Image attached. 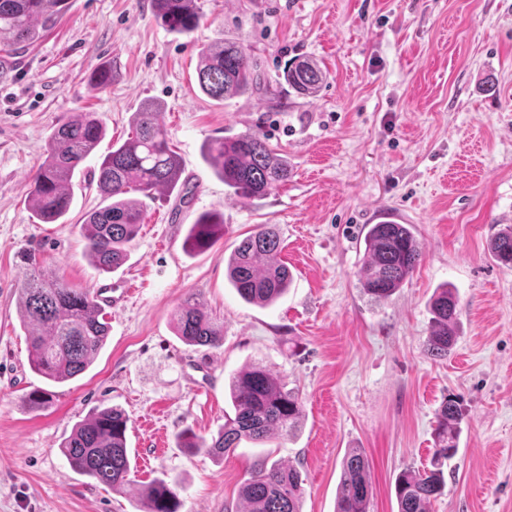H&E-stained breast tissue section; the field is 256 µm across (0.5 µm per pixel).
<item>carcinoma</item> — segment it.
<instances>
[{"label":"carcinoma","instance_id":"obj_1","mask_svg":"<svg viewBox=\"0 0 512 512\" xmlns=\"http://www.w3.org/2000/svg\"><path fill=\"white\" fill-rule=\"evenodd\" d=\"M69 6V0H0V44L21 48L35 42ZM151 7L154 17L173 34L192 33L203 18L196 0H152ZM326 79L315 60L299 57L285 65L276 83L286 84L298 96L313 98ZM197 82L205 95L218 101L245 95L256 86L250 57L243 46L231 41L202 50ZM160 112V103H144L134 113L128 137L112 143L91 175L102 204L84 216L80 234L86 241L87 258L101 272L118 269L128 258L144 216L135 195L151 198L161 189L176 188L180 181L182 160L170 146ZM105 136V124L96 112L76 113L54 129L47 156L31 179L30 199L37 220L57 224L67 216L78 167ZM203 156L224 185L240 197L262 195L288 179V159L270 148L257 131L212 138L204 144ZM223 236L224 219L204 213L191 226L186 244L192 251H204ZM363 245L359 282L371 298L387 299L404 285L420 259L413 227L391 221L372 224ZM489 250L497 262L512 265V225L491 239ZM281 251L279 236L267 224L257 225L235 247L227 278L244 301L268 306L288 291L293 275L281 260ZM23 259L29 272L20 288V309L23 323L30 327L31 369L50 382L68 381L92 364L105 345L109 324L96 296L53 276L34 254L27 252ZM457 306L456 289L447 285L436 289L430 300V355L446 357L455 345ZM174 326L188 345L218 347L224 340V328L194 297L178 307ZM230 397L234 416H224V425L211 443L193 435L183 448L193 454L204 449L222 455L243 438L262 444L276 432L289 435L302 416L299 393L278 383L264 366L252 365L233 376ZM462 419L460 401L447 398L438 413L431 468L405 471L396 480L398 512H430L432 499L445 487L444 467L456 455ZM127 423L123 410L103 404L76 424L62 452L78 473L119 492L130 483ZM342 467L336 512H368L371 482L363 453L350 450ZM303 496L300 472L279 463L260 465L239 490L245 512H301ZM143 498L144 512H179L181 507L175 489L163 480L147 485Z\"/></svg>","mask_w":512,"mask_h":512}]
</instances>
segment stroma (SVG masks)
Here are the masks:
<instances>
[{
  "instance_id": "35a3bbf8",
  "label": "stroma",
  "mask_w": 512,
  "mask_h": 512,
  "mask_svg": "<svg viewBox=\"0 0 512 512\" xmlns=\"http://www.w3.org/2000/svg\"><path fill=\"white\" fill-rule=\"evenodd\" d=\"M189 36L167 32L150 0H72L56 25L0 71V512H140L142 491L165 480L181 512H243L238 490L262 462L295 466L302 512H335L341 463L362 449L369 512H397L396 478L429 467L437 412L448 395L464 412L446 487L431 512H512V268L488 251L512 225V0H198ZM243 46L261 89L213 101L198 90L202 48ZM308 56L328 72L313 98L274 82ZM114 74L94 88L101 65ZM147 100L183 160L173 192L145 202L124 265L105 273L84 254L78 224L102 202L89 179ZM95 112L106 136L74 178L64 224L30 209L31 177L55 125ZM263 134L290 175L243 199L202 158L211 138ZM224 236L191 253L185 239L204 212ZM389 217L415 227L421 258L391 297L360 287L359 246ZM274 225L293 273L274 304L243 301L225 275L235 246ZM69 285L122 298L92 366L48 384L29 364L18 297L22 251ZM451 283L459 336L448 357L426 351L429 301ZM196 296L224 326L216 348L189 346L173 318ZM262 364L300 393L298 430L224 456L191 455L184 431L211 439L231 411L229 384ZM48 389L47 407L30 392ZM124 410L130 485L78 474L61 445L99 404Z\"/></svg>"
}]
</instances>
